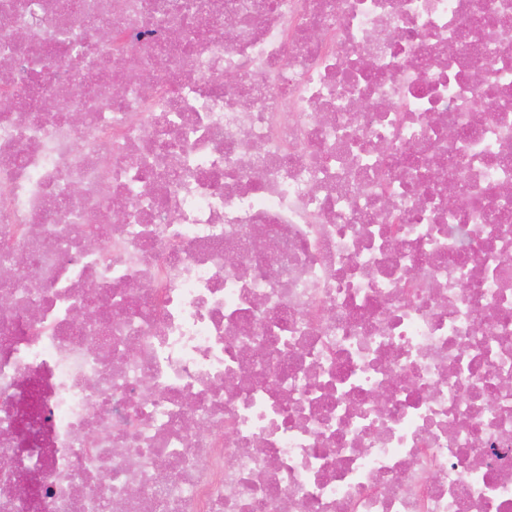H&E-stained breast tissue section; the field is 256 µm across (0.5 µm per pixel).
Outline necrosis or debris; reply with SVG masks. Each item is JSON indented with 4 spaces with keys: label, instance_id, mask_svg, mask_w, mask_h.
<instances>
[{
    "label": "necrosis or debris",
    "instance_id": "necrosis-or-debris-1",
    "mask_svg": "<svg viewBox=\"0 0 512 512\" xmlns=\"http://www.w3.org/2000/svg\"><path fill=\"white\" fill-rule=\"evenodd\" d=\"M240 1L0 0V512H512V0Z\"/></svg>",
    "mask_w": 512,
    "mask_h": 512
}]
</instances>
